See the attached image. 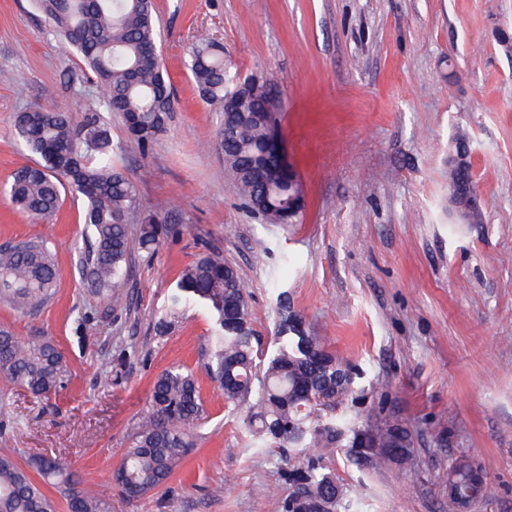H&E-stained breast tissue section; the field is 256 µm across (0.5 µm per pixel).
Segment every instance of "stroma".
<instances>
[{"label":"stroma","mask_w":512,"mask_h":512,"mask_svg":"<svg viewBox=\"0 0 512 512\" xmlns=\"http://www.w3.org/2000/svg\"><path fill=\"white\" fill-rule=\"evenodd\" d=\"M159 47L175 103L149 150L125 141L119 165L137 188L131 221L169 212L178 234L154 254L133 249L123 307L110 310L77 271L82 201L53 217L59 288L39 312L0 304V325L51 340L69 377L44 399L0 376V431L32 469L43 457L94 473L112 512H281L291 493L278 454L249 450L244 412L228 408L205 370L211 320L190 310L166 335L158 313L181 270L207 249L243 278L251 326L275 350L280 292L328 351L356 364L369 423L397 418L408 462L329 461L337 512H446L448 467H481L484 499L467 512H512V0H155ZM224 45L245 77H272L286 156L304 191L295 224L244 207L221 155L207 148L219 118L185 66L200 37ZM97 91L48 33L29 0H0V184L32 156L13 115L60 106L82 117ZM463 138L484 220L448 211V148ZM94 319L80 326L84 313ZM111 362V374L102 365ZM192 371L207 417L182 467L127 500L112 480L150 386Z\"/></svg>","instance_id":"35a3bbf8"}]
</instances>
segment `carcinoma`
Masks as SVG:
<instances>
[{"mask_svg":"<svg viewBox=\"0 0 512 512\" xmlns=\"http://www.w3.org/2000/svg\"><path fill=\"white\" fill-rule=\"evenodd\" d=\"M49 24L54 38L79 57L92 74L98 107L79 120L69 111L29 107L13 116V126L32 164L16 170L0 195L18 212L44 222V231L13 245L0 246V302L22 314L40 311L54 296L59 271L54 248V225L49 220L69 191L83 202L85 239L78 271L94 294L110 308L121 306L130 278L131 249L149 251L178 232L156 212L139 224L129 222L137 203L135 184L115 158L123 143L114 142L110 119L122 120L127 139L141 147L163 131L173 111V97L158 47L159 20L153 0H31ZM200 96L219 113L218 135L212 147L224 157L244 201L265 205L263 217L273 224H292L288 216V181L271 192L255 181L247 166L266 150L269 131L264 125L237 117L231 136H224V97L235 93L238 73L224 60V45L201 38L187 61ZM276 350L268 360L257 356L250 327L245 284L232 265L208 251L179 276L160 311L157 330L166 332L195 306L211 319L207 373L224 394L227 407L237 408L256 396L247 415L249 440L255 450L291 448L288 481L293 491L285 512H336L340 493L325 464L336 448L351 446L360 429L351 414L363 392L359 368L327 351L288 301L278 295ZM0 373L15 386L44 398L64 386L68 373L64 357L50 341L21 340L9 327H0ZM206 418L195 376L173 367L153 382L150 404L131 436L113 480L128 499L161 486L194 446L193 429ZM375 447L355 452L374 465L381 459H408L410 434L396 420L380 417L368 425ZM38 482L21 468L7 449H0V512H55L41 482L62 487L68 512H111V505L85 488L86 476L73 477L55 458L37 463ZM455 489L448 493V512L471 504L485 493L482 470L467 457L448 471Z\"/></svg>","mask_w":512,"mask_h":512,"instance_id":"obj_1","label":"carcinoma"}]
</instances>
